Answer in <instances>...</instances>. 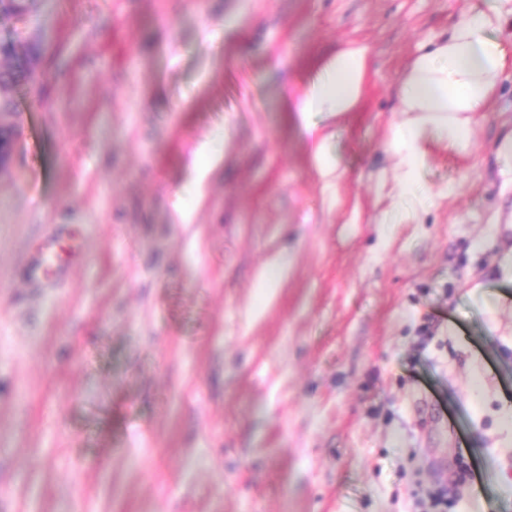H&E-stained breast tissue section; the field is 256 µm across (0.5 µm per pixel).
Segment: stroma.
I'll return each instance as SVG.
<instances>
[{
	"instance_id": "1",
	"label": "stroma",
	"mask_w": 512,
	"mask_h": 512,
	"mask_svg": "<svg viewBox=\"0 0 512 512\" xmlns=\"http://www.w3.org/2000/svg\"><path fill=\"white\" fill-rule=\"evenodd\" d=\"M471 0H28L0 111V512H512V79L468 150H390ZM365 45L362 101L284 85ZM339 166L325 186L319 165ZM423 223L384 224L393 205ZM78 228L46 286L31 241Z\"/></svg>"
}]
</instances>
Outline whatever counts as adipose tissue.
Here are the masks:
<instances>
[{
  "label": "adipose tissue",
  "mask_w": 512,
  "mask_h": 512,
  "mask_svg": "<svg viewBox=\"0 0 512 512\" xmlns=\"http://www.w3.org/2000/svg\"><path fill=\"white\" fill-rule=\"evenodd\" d=\"M511 20L512 0H496L487 8L475 2L446 37L418 45L395 87L402 121L394 148L403 159V183H414L427 142L444 141L460 151L469 148L474 113L496 105L502 80L512 73V57L497 38ZM367 67L366 46L351 43L305 80L293 110L313 139V156L321 155L324 137L310 125V114L356 111Z\"/></svg>",
  "instance_id": "adipose-tissue-1"
}]
</instances>
